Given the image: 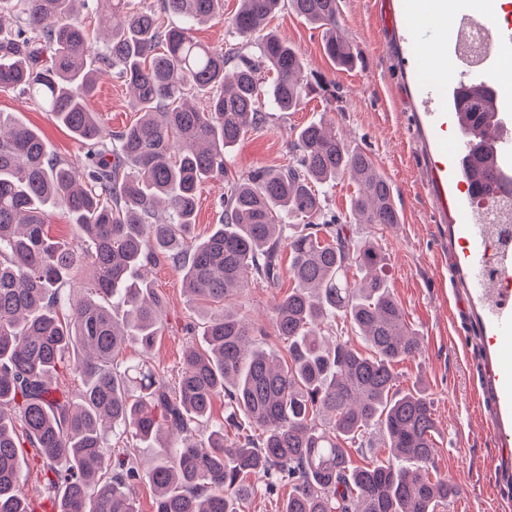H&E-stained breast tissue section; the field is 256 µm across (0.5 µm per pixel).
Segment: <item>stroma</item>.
Returning a JSON list of instances; mask_svg holds the SVG:
<instances>
[{"mask_svg":"<svg viewBox=\"0 0 512 512\" xmlns=\"http://www.w3.org/2000/svg\"><path fill=\"white\" fill-rule=\"evenodd\" d=\"M413 0H339L340 33L358 55L353 68L337 70L326 55L320 30L282 10L271 28L303 57L309 71L331 79L327 93L312 96L294 112L270 111L264 127L247 133L228 156L232 174L286 164L300 127L331 119L348 145L367 151L389 181L401 212L399 224H351L355 237L375 241L389 259L391 290L418 333L421 351L397 366L401 388L420 383L434 410L439 434L436 468L460 495L445 512H512V490L500 484V465L512 464V440L492 431L494 410L487 390L490 366L480 346L483 334L467 296L465 257L453 231L455 204L464 199L457 171H445L446 135L430 128L425 115L443 111L427 97L430 52L454 47L453 36L438 37L431 26L406 24ZM93 107L103 124L119 130L137 114L125 84L102 78ZM0 112L37 129L61 159L79 163L85 148L45 112L38 99L0 91ZM149 278L165 299L166 313L152 363L175 379L184 350L196 343L204 307L184 290L182 277L167 260ZM276 293L251 280L232 299L255 327L266 329L265 349L284 354L271 332Z\"/></svg>","mask_w":512,"mask_h":512,"instance_id":"1","label":"stroma"}]
</instances>
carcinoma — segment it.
Returning a JSON list of instances; mask_svg holds the SVG:
<instances>
[{"mask_svg": "<svg viewBox=\"0 0 512 512\" xmlns=\"http://www.w3.org/2000/svg\"><path fill=\"white\" fill-rule=\"evenodd\" d=\"M289 8L322 30L338 67L356 53L337 31L338 0H241L229 24L256 49H213L200 23L224 20V0H0V91L40 100L86 146L82 170L48 150L34 128L0 113V512H33L20 487L19 448L40 462L51 512H138L131 486L154 490V512H243L289 487L281 512H440L458 489L434 472L430 399L399 388L396 366L421 351L391 292L386 256L325 212L321 188L348 177L351 212L400 223L387 180L321 118L302 126L287 164L228 173L227 153L296 110L326 81L309 71L269 22ZM99 15L97 45L84 13ZM171 14L180 24L165 23ZM128 85L140 117L106 128L91 106L100 72ZM466 140L457 169L472 201L512 198V177L491 160L499 89L478 79L449 93ZM224 177L218 224L193 236L199 191ZM60 200L74 242L50 235ZM288 265H283V253ZM167 258L187 291L217 307L169 382L148 361L165 302L143 270ZM361 277L349 278L350 269ZM89 273L77 299L66 286ZM278 289L272 326L286 359L255 342L229 308L245 279ZM368 344L362 355L322 336L336 318ZM134 345L139 360H125ZM80 379L73 394L59 372ZM224 397V422H210ZM120 447L106 450L105 428ZM170 449L148 470L140 445ZM368 449L362 466L351 449Z\"/></svg>", "mask_w": 512, "mask_h": 512, "instance_id": "1", "label": "carcinoma"}]
</instances>
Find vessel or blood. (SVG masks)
<instances>
[{"mask_svg":"<svg viewBox=\"0 0 512 512\" xmlns=\"http://www.w3.org/2000/svg\"><path fill=\"white\" fill-rule=\"evenodd\" d=\"M456 233L469 258L471 303L480 310L482 327L490 338L487 350L492 359L495 389V427L502 435L512 434V250L497 253L498 282L482 276L485 229L471 223L467 202L456 205Z\"/></svg>","mask_w":512,"mask_h":512,"instance_id":"1","label":"vessel or blood"}]
</instances>
